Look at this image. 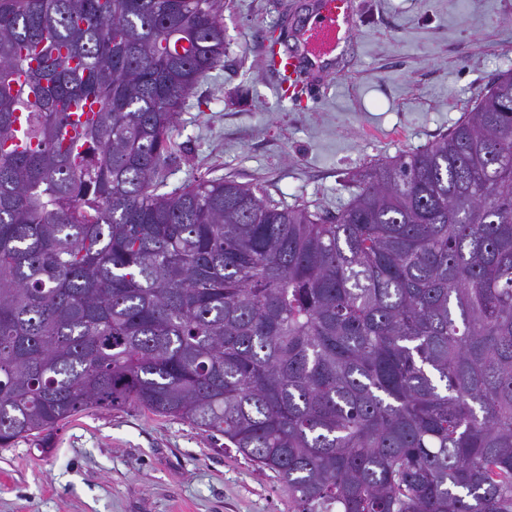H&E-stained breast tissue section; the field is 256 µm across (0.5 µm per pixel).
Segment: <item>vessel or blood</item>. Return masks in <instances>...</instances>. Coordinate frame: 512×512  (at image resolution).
<instances>
[{"mask_svg":"<svg viewBox=\"0 0 512 512\" xmlns=\"http://www.w3.org/2000/svg\"><path fill=\"white\" fill-rule=\"evenodd\" d=\"M353 18V0H313L311 12L296 32L297 49L286 52L275 66L287 78L292 92H310L323 85L336 64L335 52L346 38ZM89 106L72 109L63 131L67 143L78 144L84 124L90 119Z\"/></svg>","mask_w":512,"mask_h":512,"instance_id":"vessel-or-blood-1","label":"vessel or blood"}]
</instances>
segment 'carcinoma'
Returning <instances> with one entry per match:
<instances>
[{"mask_svg": "<svg viewBox=\"0 0 512 512\" xmlns=\"http://www.w3.org/2000/svg\"><path fill=\"white\" fill-rule=\"evenodd\" d=\"M222 12L0 0V448L136 406L297 512H512V69L332 216L233 179L160 193ZM91 116L92 113L90 112L88 104L74 107L70 114L69 123L63 131L64 141L69 144L77 145L81 139L80 134L82 132V128Z\"/></svg>", "mask_w": 512, "mask_h": 512, "instance_id": "1", "label": "carcinoma"}]
</instances>
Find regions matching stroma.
I'll list each match as a JSON object with an SVG mask.
<instances>
[{
    "instance_id": "stroma-1",
    "label": "stroma",
    "mask_w": 512,
    "mask_h": 512,
    "mask_svg": "<svg viewBox=\"0 0 512 512\" xmlns=\"http://www.w3.org/2000/svg\"><path fill=\"white\" fill-rule=\"evenodd\" d=\"M308 0H224L227 49L186 98L164 191L263 186L334 214L376 163L448 133L512 69V0H358L335 72L296 96L269 65ZM0 512H294L287 489L199 429L128 406L90 410L50 451L0 448Z\"/></svg>"
}]
</instances>
